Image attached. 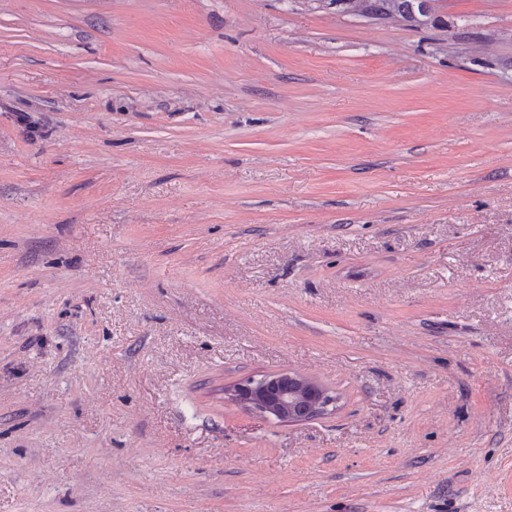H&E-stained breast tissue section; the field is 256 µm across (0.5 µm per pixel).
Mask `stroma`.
<instances>
[{
    "mask_svg": "<svg viewBox=\"0 0 512 512\" xmlns=\"http://www.w3.org/2000/svg\"><path fill=\"white\" fill-rule=\"evenodd\" d=\"M441 6L0 0V512H512V0ZM375 12L398 16L410 25L438 26L445 22L439 14L441 0H369ZM230 396L236 402L265 418L299 422L313 418L334 403L317 384L290 372H279L260 379L248 378L237 383ZM307 403V411L299 414L296 406Z\"/></svg>",
    "mask_w": 512,
    "mask_h": 512,
    "instance_id": "stroma-1",
    "label": "stroma"
}]
</instances>
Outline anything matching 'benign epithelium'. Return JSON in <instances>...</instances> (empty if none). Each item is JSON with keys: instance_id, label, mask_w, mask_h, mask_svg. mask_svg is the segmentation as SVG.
I'll list each match as a JSON object with an SVG mask.
<instances>
[{"instance_id": "1", "label": "benign epithelium", "mask_w": 512, "mask_h": 512, "mask_svg": "<svg viewBox=\"0 0 512 512\" xmlns=\"http://www.w3.org/2000/svg\"><path fill=\"white\" fill-rule=\"evenodd\" d=\"M230 396L250 411L285 422L308 420L332 404L317 384L290 372L248 378L236 384Z\"/></svg>"}]
</instances>
